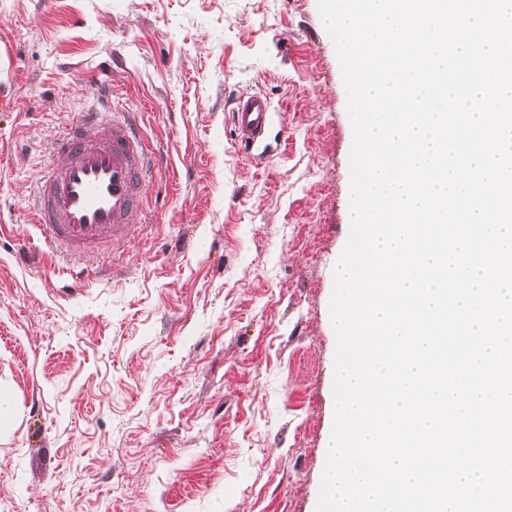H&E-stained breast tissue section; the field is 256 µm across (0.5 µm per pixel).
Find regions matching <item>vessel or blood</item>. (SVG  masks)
I'll list each match as a JSON object with an SVG mask.
<instances>
[{
    "label": "vessel or blood",
    "mask_w": 512,
    "mask_h": 512,
    "mask_svg": "<svg viewBox=\"0 0 512 512\" xmlns=\"http://www.w3.org/2000/svg\"><path fill=\"white\" fill-rule=\"evenodd\" d=\"M84 106L56 136L46 170L31 189L29 218L35 236L24 257L50 255L53 272L68 288L84 287L92 274L87 255L121 246L132 215L144 208L148 187L164 163L145 142L134 112L115 105L107 76L93 77ZM243 150L262 139L271 119L259 93L240 97L232 113Z\"/></svg>",
    "instance_id": "obj_1"
}]
</instances>
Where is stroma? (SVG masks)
<instances>
[{
	"label": "stroma",
	"instance_id": "1",
	"mask_svg": "<svg viewBox=\"0 0 512 512\" xmlns=\"http://www.w3.org/2000/svg\"><path fill=\"white\" fill-rule=\"evenodd\" d=\"M166 157L89 286L19 256L81 83ZM257 91L270 152L231 112ZM317 0H0V512H316L353 128Z\"/></svg>",
	"mask_w": 512,
	"mask_h": 512
}]
</instances>
